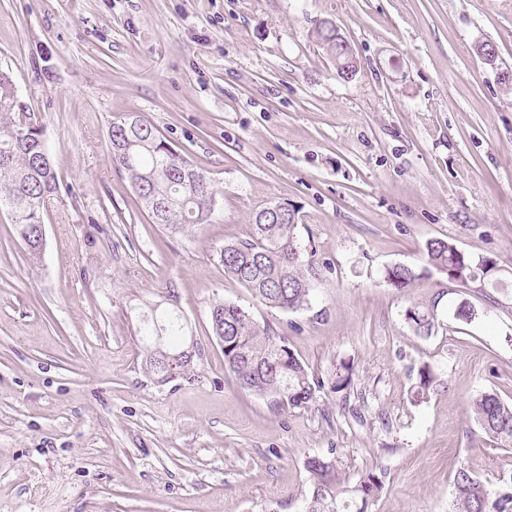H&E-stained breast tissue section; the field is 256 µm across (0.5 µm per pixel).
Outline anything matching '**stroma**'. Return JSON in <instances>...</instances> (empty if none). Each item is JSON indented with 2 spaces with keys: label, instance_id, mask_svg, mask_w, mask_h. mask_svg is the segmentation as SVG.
I'll return each mask as SVG.
<instances>
[{
  "label": "stroma",
  "instance_id": "stroma-1",
  "mask_svg": "<svg viewBox=\"0 0 512 512\" xmlns=\"http://www.w3.org/2000/svg\"><path fill=\"white\" fill-rule=\"evenodd\" d=\"M350 42L340 78L320 20ZM492 44L496 65L479 45ZM512 0H0V69L44 130L60 190L30 262L0 210V512H305L307 460L383 482L371 512H448L460 465L512 477L471 410L512 403ZM135 114L209 178V223L154 224L112 163ZM295 210L311 306L267 308L225 273L256 214ZM494 257L499 288L447 283L424 246ZM404 264L421 277L384 279ZM440 297L417 336L408 307ZM479 312L470 323L461 302ZM233 303L347 394L301 408L243 391L210 309ZM184 316L190 373L160 385L138 316ZM439 386L413 402L422 366ZM420 277V273L407 265H394L388 267L385 272V281L397 289L409 287Z\"/></svg>",
  "mask_w": 512,
  "mask_h": 512
}]
</instances>
